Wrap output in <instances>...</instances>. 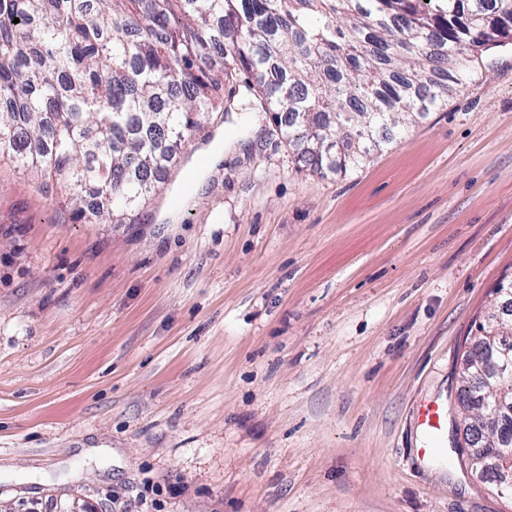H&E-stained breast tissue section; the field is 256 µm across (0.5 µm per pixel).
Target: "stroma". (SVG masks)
Segmentation results:
<instances>
[{
  "mask_svg": "<svg viewBox=\"0 0 512 512\" xmlns=\"http://www.w3.org/2000/svg\"><path fill=\"white\" fill-rule=\"evenodd\" d=\"M235 148L170 201L217 133ZM512 276V39L349 174L216 112L124 224L0 160V503L59 512H512L417 411Z\"/></svg>",
  "mask_w": 512,
  "mask_h": 512,
  "instance_id": "1",
  "label": "stroma"
}]
</instances>
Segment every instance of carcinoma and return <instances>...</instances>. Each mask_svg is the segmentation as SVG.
<instances>
[{"instance_id": "cac0c4a2", "label": "carcinoma", "mask_w": 512, "mask_h": 512, "mask_svg": "<svg viewBox=\"0 0 512 512\" xmlns=\"http://www.w3.org/2000/svg\"><path fill=\"white\" fill-rule=\"evenodd\" d=\"M499 0H0V157L56 179L86 224L147 204L172 148L230 107L219 77H251L310 172L347 174L448 104L473 58L504 42ZM19 23H13L14 19ZM474 321L458 405L506 461L512 384L489 337H512V281Z\"/></svg>"}]
</instances>
